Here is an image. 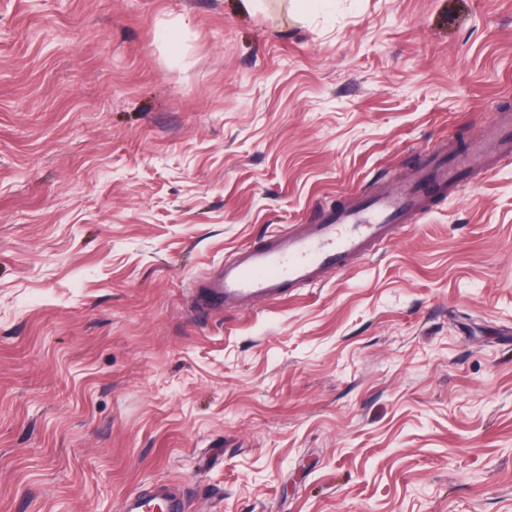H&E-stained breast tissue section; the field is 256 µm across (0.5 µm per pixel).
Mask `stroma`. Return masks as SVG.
I'll return each instance as SVG.
<instances>
[{"instance_id":"1","label":"stroma","mask_w":512,"mask_h":512,"mask_svg":"<svg viewBox=\"0 0 512 512\" xmlns=\"http://www.w3.org/2000/svg\"><path fill=\"white\" fill-rule=\"evenodd\" d=\"M505 111L512 0H0V512H512V158L194 310ZM486 137L495 152L476 147L471 156L452 164L439 157L429 160L413 182L383 187L367 199L340 208L319 207L313 224L268 232L262 244L243 248L219 266L199 291L207 310H245L258 302L276 301L289 284H317L330 267L341 268L351 257L367 253L376 242L390 237L397 224L424 211L432 192L458 189L461 169L474 161L491 173L499 159L512 154V118L503 116Z\"/></svg>"}]
</instances>
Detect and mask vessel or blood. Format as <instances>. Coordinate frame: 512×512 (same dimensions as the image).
<instances>
[{"mask_svg": "<svg viewBox=\"0 0 512 512\" xmlns=\"http://www.w3.org/2000/svg\"><path fill=\"white\" fill-rule=\"evenodd\" d=\"M494 150L476 147L475 166L492 172L499 159L512 155V119L502 118L489 131ZM461 163L433 158L408 185L384 187L367 199L345 206L318 208L313 223L268 232L262 244L243 248L225 261L201 288L198 301L207 310H245L278 300L287 284H317L328 268L367 253L390 237L396 225L424 211L433 192L454 191L462 182Z\"/></svg>", "mask_w": 512, "mask_h": 512, "instance_id": "obj_1", "label": "vessel or blood"}]
</instances>
